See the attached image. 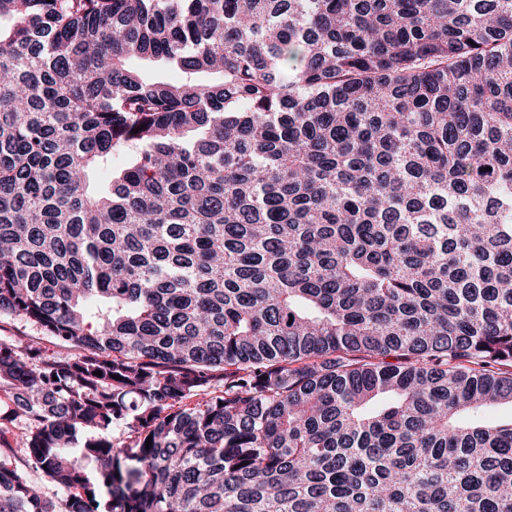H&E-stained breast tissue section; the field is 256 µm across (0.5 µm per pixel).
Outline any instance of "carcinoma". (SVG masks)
Segmentation results:
<instances>
[{
	"instance_id": "carcinoma-1",
	"label": "carcinoma",
	"mask_w": 512,
	"mask_h": 512,
	"mask_svg": "<svg viewBox=\"0 0 512 512\" xmlns=\"http://www.w3.org/2000/svg\"><path fill=\"white\" fill-rule=\"evenodd\" d=\"M1 315L0 512H512V0H0ZM22 338L26 344L40 349L48 355H67V350L55 344V341L46 336L26 319L18 316H0V339Z\"/></svg>"
}]
</instances>
